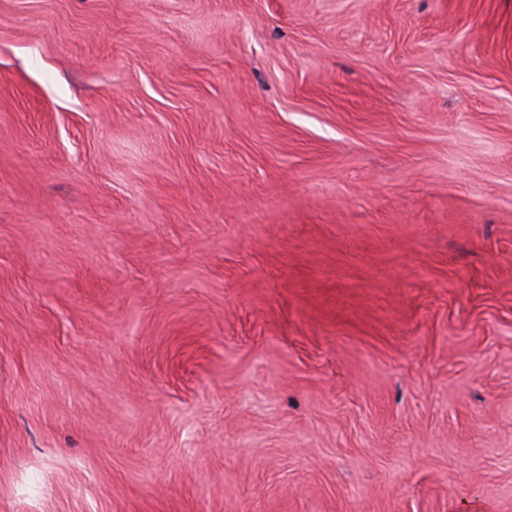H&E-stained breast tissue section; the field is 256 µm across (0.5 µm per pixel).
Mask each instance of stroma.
Wrapping results in <instances>:
<instances>
[{"instance_id":"stroma-1","label":"stroma","mask_w":512,"mask_h":512,"mask_svg":"<svg viewBox=\"0 0 512 512\" xmlns=\"http://www.w3.org/2000/svg\"><path fill=\"white\" fill-rule=\"evenodd\" d=\"M0 512H512V0H0Z\"/></svg>"}]
</instances>
